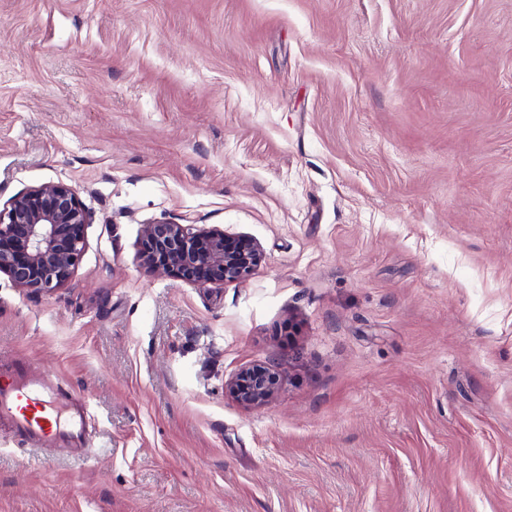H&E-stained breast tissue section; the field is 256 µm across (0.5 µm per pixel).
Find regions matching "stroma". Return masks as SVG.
Instances as JSON below:
<instances>
[{
    "instance_id": "35a3bbf8",
    "label": "stroma",
    "mask_w": 512,
    "mask_h": 512,
    "mask_svg": "<svg viewBox=\"0 0 512 512\" xmlns=\"http://www.w3.org/2000/svg\"><path fill=\"white\" fill-rule=\"evenodd\" d=\"M56 183L85 250L0 276V364L89 455L0 420V512H512V0H0V204ZM152 222L264 258L149 275ZM277 381L273 368L255 365L243 368L227 386L233 390L243 406L256 408L265 405L274 397Z\"/></svg>"
}]
</instances>
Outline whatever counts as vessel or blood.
<instances>
[{
    "label": "vessel or blood",
    "instance_id": "obj_1",
    "mask_svg": "<svg viewBox=\"0 0 512 512\" xmlns=\"http://www.w3.org/2000/svg\"><path fill=\"white\" fill-rule=\"evenodd\" d=\"M9 419L34 446L42 449L69 446L83 456L85 413L61 399L44 380L18 371L0 369V419Z\"/></svg>",
    "mask_w": 512,
    "mask_h": 512
}]
</instances>
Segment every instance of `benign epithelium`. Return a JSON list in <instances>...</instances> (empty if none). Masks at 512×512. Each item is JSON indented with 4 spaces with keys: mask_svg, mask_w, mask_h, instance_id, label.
I'll list each match as a JSON object with an SVG mask.
<instances>
[{
    "mask_svg": "<svg viewBox=\"0 0 512 512\" xmlns=\"http://www.w3.org/2000/svg\"><path fill=\"white\" fill-rule=\"evenodd\" d=\"M90 221L76 190L65 184L41 185L12 197L0 207V275L32 293L67 286L82 258L83 228ZM144 240L139 262L145 272L171 273L201 286L243 281L262 257L251 239L190 224H147ZM228 386L243 406L261 407L274 397L277 376L269 366H249Z\"/></svg>",
    "mask_w": 512,
    "mask_h": 512,
    "instance_id": "7a95c632",
    "label": "benign epithelium"
}]
</instances>
